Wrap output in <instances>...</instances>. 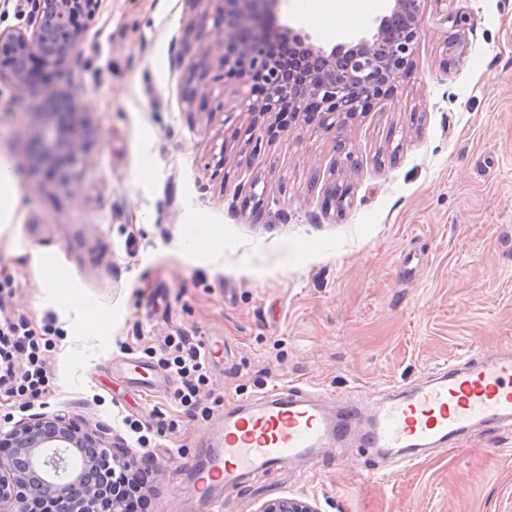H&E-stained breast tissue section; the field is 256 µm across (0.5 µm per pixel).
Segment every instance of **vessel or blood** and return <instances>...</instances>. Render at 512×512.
I'll list each match as a JSON object with an SVG mask.
<instances>
[{"label": "vessel or blood", "mask_w": 512, "mask_h": 512, "mask_svg": "<svg viewBox=\"0 0 512 512\" xmlns=\"http://www.w3.org/2000/svg\"><path fill=\"white\" fill-rule=\"evenodd\" d=\"M354 410L328 414L310 392L272 385L224 415V429L193 491L214 508L254 479L280 475L292 462L343 440ZM477 427H512V354L448 365L423 386L394 396L361 434L365 447L387 452L458 446Z\"/></svg>", "instance_id": "obj_1"}]
</instances>
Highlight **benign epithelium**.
<instances>
[{"mask_svg": "<svg viewBox=\"0 0 512 512\" xmlns=\"http://www.w3.org/2000/svg\"><path fill=\"white\" fill-rule=\"evenodd\" d=\"M447 0H387L376 32L331 51L310 34L274 26L280 0H224L216 23L224 29V78L251 85L258 98L248 112L274 117L267 135L304 124L316 130L343 125L376 100L387 99L408 70L424 31L425 4ZM99 0H19L25 23L0 29V83L24 96L33 89L31 60L59 72L83 42L85 24ZM45 152L74 159L95 135L83 119L59 132L55 113H42ZM134 461L111 451L102 440L58 415H40L0 439V512H130L126 489L104 486L103 472L132 475ZM259 512H319L306 497L265 502Z\"/></svg>", "mask_w": 512, "mask_h": 512, "instance_id": "benign-epithelium-1", "label": "benign epithelium"}]
</instances>
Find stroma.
Instances as JSON below:
<instances>
[{"label": "stroma", "mask_w": 512, "mask_h": 512, "mask_svg": "<svg viewBox=\"0 0 512 512\" xmlns=\"http://www.w3.org/2000/svg\"><path fill=\"white\" fill-rule=\"evenodd\" d=\"M290 5L280 0L275 24L327 50L375 31L371 19L316 28ZM215 16L203 0H99L61 72L23 98L0 85V154L21 193L17 223L0 231V321L46 338L51 370L38 400L0 394V434L60 415L135 459L155 456L143 512H209L188 485L225 409L270 385L362 404L365 424L372 404L448 361L512 352V0L431 2L391 98L341 131L294 125L273 140L269 117L242 111L246 87L222 77ZM200 84L225 113L191 96ZM60 94L99 135L51 169L40 112ZM254 182L257 212L245 204ZM336 185L349 195L329 212ZM57 278L82 309L61 300ZM80 313L94 326L76 327ZM182 333L230 346L201 387L205 415L175 404L173 375L148 388L114 361L160 366ZM300 495L319 512H512V430L475 432L409 467L351 440L276 487L231 492L221 512Z\"/></svg>", "instance_id": "35a3bbf8"}]
</instances>
